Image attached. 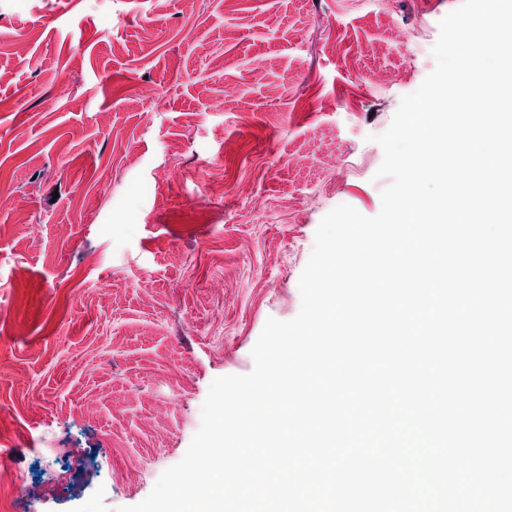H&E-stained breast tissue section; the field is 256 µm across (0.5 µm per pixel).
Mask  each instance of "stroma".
Instances as JSON below:
<instances>
[{
    "label": "stroma",
    "mask_w": 512,
    "mask_h": 512,
    "mask_svg": "<svg viewBox=\"0 0 512 512\" xmlns=\"http://www.w3.org/2000/svg\"><path fill=\"white\" fill-rule=\"evenodd\" d=\"M462 2L0 0V512H115L183 458L322 218L378 214L370 137Z\"/></svg>",
    "instance_id": "obj_1"
}]
</instances>
